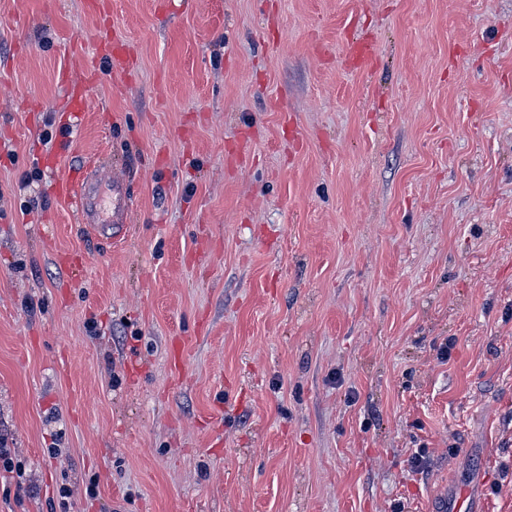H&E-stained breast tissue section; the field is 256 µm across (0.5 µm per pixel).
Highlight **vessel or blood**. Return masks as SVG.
I'll use <instances>...</instances> for the list:
<instances>
[{"label":"vessel or blood","instance_id":"1","mask_svg":"<svg viewBox=\"0 0 512 512\" xmlns=\"http://www.w3.org/2000/svg\"><path fill=\"white\" fill-rule=\"evenodd\" d=\"M375 56L369 42H348L347 58L361 70H369ZM102 64L113 71L122 72L129 66V60L121 41H114L102 56ZM53 194L70 204L81 223L103 231H109L111 241L117 242L127 235L130 193L127 183L119 178L100 182L90 181L89 168L70 172L52 185Z\"/></svg>","mask_w":512,"mask_h":512}]
</instances>
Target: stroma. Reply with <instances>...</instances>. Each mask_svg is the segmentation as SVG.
<instances>
[{
	"instance_id": "1",
	"label": "stroma",
	"mask_w": 512,
	"mask_h": 512,
	"mask_svg": "<svg viewBox=\"0 0 512 512\" xmlns=\"http://www.w3.org/2000/svg\"><path fill=\"white\" fill-rule=\"evenodd\" d=\"M89 1L0 0V512H512V0ZM101 63L107 65L115 72H123L129 66V60L120 40H115L101 55ZM374 56V47L370 42L349 41L347 44L349 62L363 71H368L371 68ZM53 194L70 204L81 224L97 227L112 242L127 235L130 193L127 183L120 178L101 181L93 187L90 182V165L70 172L52 184ZM112 230V233H105ZM103 234V235H104ZM110 236V237H108Z\"/></svg>"
}]
</instances>
